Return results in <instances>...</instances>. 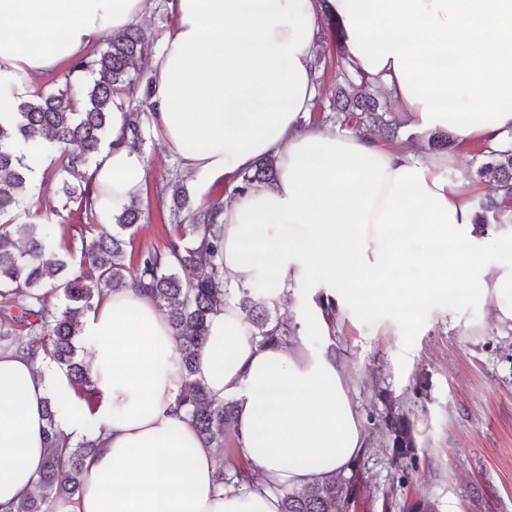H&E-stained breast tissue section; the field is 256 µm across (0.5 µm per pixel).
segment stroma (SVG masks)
<instances>
[{
    "label": "stroma",
    "mask_w": 512,
    "mask_h": 512,
    "mask_svg": "<svg viewBox=\"0 0 512 512\" xmlns=\"http://www.w3.org/2000/svg\"><path fill=\"white\" fill-rule=\"evenodd\" d=\"M317 54L321 85L311 119L325 122L339 77L334 29L321 27ZM146 183L135 249L163 246L173 229L156 206V184H184L193 207L219 199L231 203L227 183L202 186L150 131L140 150ZM388 310L359 318L336 312L329 335H309L310 349L340 361L360 415L366 448L360 456L368 494L357 512H410L427 500L436 512H512V329L500 325L492 306L457 293L422 310L408 333L391 328ZM403 418L415 447L394 455L386 427Z\"/></svg>",
    "instance_id": "stroma-1"
}]
</instances>
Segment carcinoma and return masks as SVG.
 <instances>
[{
  "mask_svg": "<svg viewBox=\"0 0 512 512\" xmlns=\"http://www.w3.org/2000/svg\"><path fill=\"white\" fill-rule=\"evenodd\" d=\"M152 47L153 41L138 28L108 35L105 50L70 63L69 72L89 75L81 104L75 103L68 84L55 93L38 91L21 103L15 124L0 125V352L21 354L34 362L47 360L66 370L74 392L92 402L94 387L87 366L77 358L81 319L104 291L132 284L165 309L179 340L186 384L177 409L190 418L202 442L216 449L219 483L252 489L255 483L245 461L226 450L234 403L214 400L194 378L195 348L207 334L210 315L230 298L241 309L250 335L263 343L286 344L298 336L299 326L278 316V306L262 293L251 288L230 290L223 265V202L213 201L194 211L183 185L158 186L159 205L167 210L175 234L162 249L140 250L131 267L126 264L125 232L140 223L139 200L131 199L112 215V230H101L97 224L100 203L89 191L87 170L102 142L112 140L113 98L133 97L131 73ZM340 78L332 98L340 127L357 131L388 125L384 107L363 93L366 81L356 82L346 69ZM150 98L147 89L127 112L121 139L134 150L145 141ZM20 143L58 150L54 168L43 170L41 184L56 186L61 209L69 212L75 205L84 220L78 225L82 249L75 266L52 248L55 223H14L29 192L26 171L30 166L17 153ZM479 155L476 175L492 187V194L479 204V223L498 222L499 194L512 204V142L497 150L483 148ZM277 177L275 159L261 158L236 175L232 192L271 184ZM48 292L62 296V308L55 313L45 307ZM43 410L48 453L35 491L18 504L16 512H49V503L80 494L86 480L85 460L99 448L92 422L85 421L88 434L72 444L56 429V401L47 399ZM386 426L398 453H411L414 443L403 421L395 417ZM349 480L340 472L302 487L272 482L269 487L280 496L281 512H349Z\"/></svg>",
  "mask_w": 512,
  "mask_h": 512,
  "instance_id": "1",
  "label": "carcinoma"
}]
</instances>
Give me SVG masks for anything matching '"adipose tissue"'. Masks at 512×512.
<instances>
[{
  "label": "adipose tissue",
  "mask_w": 512,
  "mask_h": 512,
  "mask_svg": "<svg viewBox=\"0 0 512 512\" xmlns=\"http://www.w3.org/2000/svg\"><path fill=\"white\" fill-rule=\"evenodd\" d=\"M152 0H0V123H10L40 78L85 54L104 34L137 23ZM174 22L152 66V122L183 168L231 180L263 156L279 176L224 209V271L235 287L259 284L282 302L291 285L340 289L358 316L413 310L458 292L493 305L512 326V209L500 255L484 258L465 175L448 157L416 153L368 134L301 124L319 74V24L340 21L345 66L365 75L412 126L496 146L512 132V0H170ZM90 169L91 193L113 205L139 196L142 156L119 136ZM422 267L397 297L384 284ZM95 407L46 364L0 353V506L34 489L47 453L43 405L61 401L58 431L76 442L91 417L100 449L80 495L60 512H280L271 483L300 487L349 472L365 449L361 419L339 360L304 343H259L227 300L196 351V377L236 406L234 436L256 486L220 484L216 451L177 410L184 384L166 312L138 289L106 292L82 319Z\"/></svg>",
  "instance_id": "ef3b65f1"
}]
</instances>
